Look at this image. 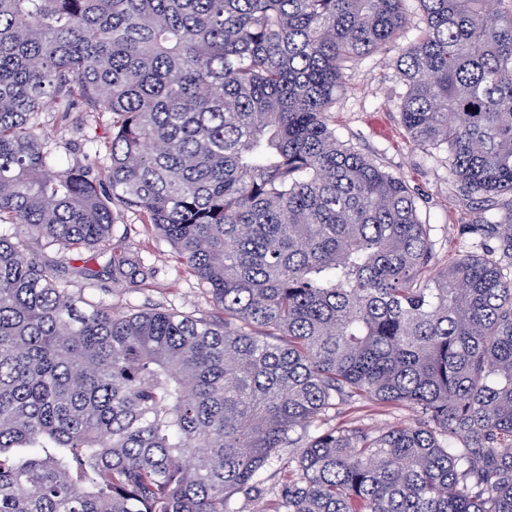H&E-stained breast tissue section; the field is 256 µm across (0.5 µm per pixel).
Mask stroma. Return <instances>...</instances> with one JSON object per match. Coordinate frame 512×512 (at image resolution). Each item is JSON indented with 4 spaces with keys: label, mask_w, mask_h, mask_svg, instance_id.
<instances>
[{
    "label": "stroma",
    "mask_w": 512,
    "mask_h": 512,
    "mask_svg": "<svg viewBox=\"0 0 512 512\" xmlns=\"http://www.w3.org/2000/svg\"><path fill=\"white\" fill-rule=\"evenodd\" d=\"M406 8V38L345 70L330 109V123L344 147L407 181L415 196L418 218L430 227L432 260L427 274L432 277L463 255L480 256L495 250V240L484 239L470 232L469 227L479 223L484 213L505 211L508 198L491 196L479 201L467 196L448 172L447 152L416 144L407 136L401 121L406 87L397 65L408 39L415 37L424 22L416 0H407ZM41 122L46 141L69 165L86 164L96 143L110 137L106 117L94 113L86 115L80 126L65 124L58 112L42 113ZM114 216L112 245L138 255L154 269L153 278L145 284L132 289L115 287L108 255L93 250L73 255L50 247L41 250V259L61 266V278L70 288L86 289L117 312L166 308L194 316L213 313L206 286L181 263L169 240L143 223L139 215L122 207H115ZM87 268L93 270V278L84 276ZM412 418V411L404 407L359 401L339 405L325 423L373 429Z\"/></svg>",
    "instance_id": "obj_1"
}]
</instances>
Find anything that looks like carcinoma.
Listing matches in <instances>:
<instances>
[{
  "mask_svg": "<svg viewBox=\"0 0 512 512\" xmlns=\"http://www.w3.org/2000/svg\"><path fill=\"white\" fill-rule=\"evenodd\" d=\"M402 123L471 197L512 196V0H417ZM406 0H0V512H230L282 448L259 512H512V278L466 255L427 281L406 181L343 147L350 61ZM109 115L99 167L42 139ZM138 212L217 313H116L31 239L110 253ZM476 230L512 254V206ZM406 406L376 432L341 403Z\"/></svg>",
  "mask_w": 512,
  "mask_h": 512,
  "instance_id": "cac0c4a2",
  "label": "carcinoma"
}]
</instances>
